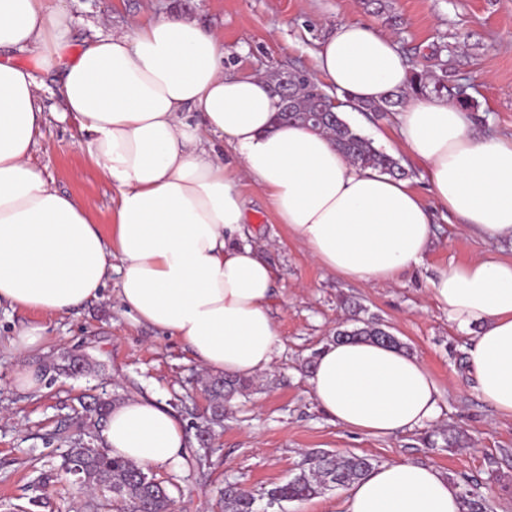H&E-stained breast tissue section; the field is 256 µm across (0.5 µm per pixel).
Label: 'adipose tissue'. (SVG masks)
I'll return each instance as SVG.
<instances>
[{
	"label": "adipose tissue",
	"instance_id": "adipose-tissue-1",
	"mask_svg": "<svg viewBox=\"0 0 512 512\" xmlns=\"http://www.w3.org/2000/svg\"><path fill=\"white\" fill-rule=\"evenodd\" d=\"M69 33L63 0H0V53L37 62L0 61V304L41 317L15 329L14 352L39 348L43 319L100 299L114 280L135 322L183 343L209 374L270 371L273 272L253 245L232 242L247 221L245 177L310 257L344 280L396 282L419 267L439 210L482 239H512V138L477 128L448 100L413 97L396 114L400 146L424 166L428 204L409 181L354 166L327 134L273 125L269 79L225 74L223 39L196 21L171 14L98 30L76 51ZM314 58L342 113L404 88L411 70L391 35L359 22L338 25ZM43 90L58 97L60 119L77 122L81 151L116 193L107 228L31 162ZM220 144L231 161L219 159ZM430 296L472 335L479 397L512 419V258L448 262ZM308 384L333 423L367 437L424 428L440 412L428 367L371 341L327 344ZM102 441L144 469L182 463L187 445L171 409L139 397L112 407ZM461 510L444 473L409 461L375 466L345 490V512Z\"/></svg>",
	"mask_w": 512,
	"mask_h": 512
}]
</instances>
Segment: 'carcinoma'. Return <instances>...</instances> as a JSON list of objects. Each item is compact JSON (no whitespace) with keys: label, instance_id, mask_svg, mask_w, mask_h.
I'll list each match as a JSON object with an SVG mask.
<instances>
[{"label":"carcinoma","instance_id":"cac0c4a2","mask_svg":"<svg viewBox=\"0 0 512 512\" xmlns=\"http://www.w3.org/2000/svg\"><path fill=\"white\" fill-rule=\"evenodd\" d=\"M271 84L275 95H280L284 85L294 91L295 107L283 106L275 113L273 123H300L327 133L339 150L359 168H371L392 177L402 179L408 172L400 161L377 148L374 142L353 127L339 112L325 106L323 87L317 77L302 70L277 71L272 74ZM448 89V72L444 63L431 67L412 68L406 89L391 92L380 103L358 106V110L373 117H381L389 108L404 102L408 97L439 93ZM357 326L338 328L336 340L382 341L383 327L374 319H356ZM53 369L63 373H80L91 369V363L79 355H65ZM251 386L246 378L230 375H210L201 381V390L209 403V421L219 424L224 410L232 398ZM308 467L287 481L277 484L263 493L267 507L282 506L284 502L310 499L322 491L353 483L374 467L367 456H338L327 452H313L307 459ZM65 471L76 472L86 488L93 492L94 512H173L174 501L167 489L155 482V477L136 464L109 455L96 446V436L71 441L65 459ZM463 512H486L483 499L469 490L460 493ZM224 512H258L257 498L235 484L224 485L221 491Z\"/></svg>","mask_w":512,"mask_h":512}]
</instances>
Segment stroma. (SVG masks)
<instances>
[{"label":"stroma","instance_id":"stroma-1","mask_svg":"<svg viewBox=\"0 0 512 512\" xmlns=\"http://www.w3.org/2000/svg\"><path fill=\"white\" fill-rule=\"evenodd\" d=\"M72 18L70 40L80 44L93 28L113 29L129 21L148 22L161 13L197 19L224 40L229 75L283 68L314 71L312 52L339 24L357 21L390 32L400 49L418 63L432 51L446 61L449 81L466 88L478 104L479 127L512 136V0H65ZM45 124L33 163L59 191L91 203L93 223L110 224L115 192L78 147L76 122L54 119L59 101L41 97ZM249 209L245 243L258 245L272 268V313L280 347L273 368L254 378L214 427L211 448H202L198 426L207 401L198 384L201 370L178 340L136 324L116 295L84 304L48 322L45 349L14 356L8 340L37 314L0 308V512H88L75 496L62 464L71 439L92 429L80 401L105 395L113 402L153 398L168 405L184 424L188 453L179 468H155L174 500L176 512H220L217 490L237 482L251 492L299 473L308 453L368 456L383 464L397 460L430 465L450 481L471 479L487 502V512H512V419L484 404L468 369L450 348L466 351L469 334L460 332L427 293L437 267L489 254L512 257V243H486L462 225L437 213L435 237L422 266L400 284L350 282L317 265L281 224L262 188L243 181ZM360 305L362 317L378 320L421 359L441 390V416L429 427L387 438L353 434L332 423L307 383L317 350L332 341L350 313L345 301ZM87 355L94 369L79 377H57L41 393L12 384L17 367L46 370L63 353ZM456 429L462 442L447 447L443 432ZM207 456L199 465V456Z\"/></svg>","mask_w":512,"mask_h":512}]
</instances>
